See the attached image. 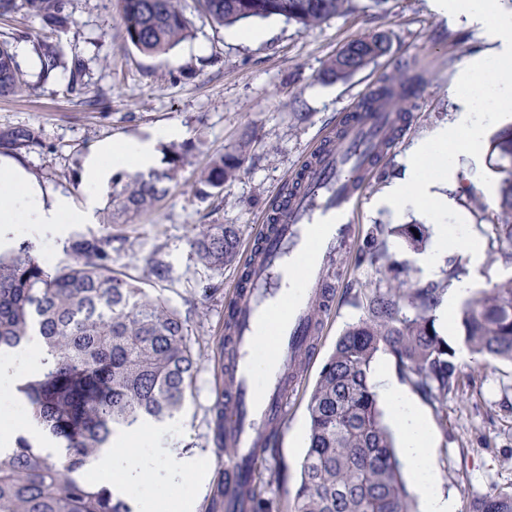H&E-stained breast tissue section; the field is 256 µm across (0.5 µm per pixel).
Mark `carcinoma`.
Wrapping results in <instances>:
<instances>
[{
    "instance_id": "1",
    "label": "carcinoma",
    "mask_w": 512,
    "mask_h": 512,
    "mask_svg": "<svg viewBox=\"0 0 512 512\" xmlns=\"http://www.w3.org/2000/svg\"><path fill=\"white\" fill-rule=\"evenodd\" d=\"M205 17L219 26L249 19L282 17L311 29L345 12L351 0H196ZM69 0H0V17L19 12L39 19L52 32L72 23ZM125 43L147 55L165 53L188 36L180 0H120ZM41 71H69L68 90L80 85L84 62H67L60 47L32 41ZM388 49L382 34L350 40L325 66L345 81ZM25 86L12 44L0 42V97ZM415 93L401 75L389 78L367 105H384L402 116ZM38 130H0V146L28 148ZM491 166L501 174L494 207L482 204L474 189L468 199L479 221L493 227L497 253L512 265V127L489 142ZM183 155L173 149L167 167L148 175H126L113 191L109 207L128 215L152 210L169 191ZM243 150L212 160L199 176L196 192L209 197L236 177ZM422 226L378 224L360 253L375 263L386 254V238L403 237L413 250L422 248ZM199 260L213 268L236 261L240 238L227 224H202L192 239ZM73 261L45 267L31 242L0 252V352L19 350L33 339L42 343V371L19 387L31 421L63 452L43 453L26 438L0 452V512H131L105 486L88 484L82 472L108 447L115 435L146 423H162L185 408L197 370L180 312L161 298L112 271V236L68 242ZM394 280L363 289L357 304L363 315L339 336L323 365L308 404L306 450L291 512H412L401 479L402 463L392 434L383 422L371 368L384 351L399 374L447 420L448 397L458 393L461 371L456 350L441 335L435 308L452 281L464 273L461 258L448 260L439 281L406 279L408 271L391 263ZM463 340L471 353L512 363V279L468 299L461 310ZM466 512H512V487L493 486L471 497Z\"/></svg>"
}]
</instances>
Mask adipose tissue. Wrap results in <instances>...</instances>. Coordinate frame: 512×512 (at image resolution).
<instances>
[{"instance_id":"adipose-tissue-1","label":"adipose tissue","mask_w":512,"mask_h":512,"mask_svg":"<svg viewBox=\"0 0 512 512\" xmlns=\"http://www.w3.org/2000/svg\"><path fill=\"white\" fill-rule=\"evenodd\" d=\"M434 5L438 12L464 17L469 26L481 31L491 52L503 58L512 57V17L506 15L500 0H435ZM463 79L470 92L458 101L454 125L439 129L431 142H420L410 149L405 158L403 179L390 185L386 193L375 200V207L398 213L422 208L447 212L451 201L448 195L441 193L440 187L455 183V170L446 164L448 155L474 153L482 131L483 109H491L499 115L512 112V71L485 74L470 69L465 71ZM461 128L469 130L470 141L457 140L456 132ZM180 134V128L171 125L155 130L148 139L100 143L83 166L81 182L85 202L78 209L69 197L45 194L21 166L0 158V247L13 246L22 224L29 227L32 239L66 241L69 225L94 221L100 197L110 186L115 170L149 173L156 165V141ZM434 154L441 159L440 175L424 177L425 165ZM452 247L467 249L473 264H480L479 244L468 238L461 228L440 224L436 227V244L422 260L426 273H434ZM376 376L378 396L390 409L402 461L420 501L421 512H455V502L443 491L440 474L433 464V437L422 407L387 365H380ZM151 437V432L141 429L125 433L120 447L102 451L91 471L101 483L136 498L145 512H171L172 503L167 497L146 491L144 475L152 473L163 483L182 477L185 465L182 458L167 448L143 453L142 447Z\"/></svg>"}]
</instances>
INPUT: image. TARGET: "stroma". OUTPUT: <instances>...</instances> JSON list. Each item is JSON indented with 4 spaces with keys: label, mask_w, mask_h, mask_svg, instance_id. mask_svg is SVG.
<instances>
[{
    "label": "stroma",
    "mask_w": 512,
    "mask_h": 512,
    "mask_svg": "<svg viewBox=\"0 0 512 512\" xmlns=\"http://www.w3.org/2000/svg\"><path fill=\"white\" fill-rule=\"evenodd\" d=\"M190 21V35L168 53L145 56L123 39L119 0H70L69 29L47 33L39 20L23 14L0 19V40L17 31L50 37L65 56L84 60L80 91L66 90L68 74L56 70L41 75L27 67L28 85L17 95L0 98V129L28 126L39 130L42 144L7 151V158L25 168L51 194L71 197L82 205V165L91 150L105 140L147 137L168 125L180 126L181 138L159 142L158 168H165L168 149L183 150V165L157 208L108 225L106 207H99L91 224H74L71 237H112L113 270L136 280L176 308L186 321L197 371L184 412L156 428L160 447L187 459H201V479L187 477L148 488L165 494L183 512H210L212 496L222 479L224 450L215 437V402L222 385L218 348L224 337V308L238 265L221 269L204 265L191 240L198 225L233 224L242 241H249L260 219L286 188L288 179L314 141L339 127L357 97L386 77L404 72L419 90L416 106L396 145L377 162L364 191L351 244L337 255L330 280L335 304L320 317L322 332L302 360L300 379L288 399L286 424L273 454L258 466L265 497L287 507L299 483V464L306 448L308 402L319 373L338 337L358 321L360 287L385 280L383 262L358 263L366 234L375 225L421 224L426 247L435 243L436 217L427 210L397 214L374 209L372 200L403 173V159L417 142L430 140L436 129L455 120L457 95L464 88L461 74L472 64L493 71L494 56L484 39L465 23L435 10L433 0H389L385 10L369 0H352L349 11L310 30L273 17L263 20L269 35L262 40H231L226 28L197 11L194 0H181ZM382 32L388 52L376 63L345 81L325 77L329 58L348 41ZM489 122L477 147L478 159L460 158L456 174L461 187L473 186L486 204H494L500 176L486 159L490 138L501 129ZM245 146L237 177L224 185L221 196L201 199L194 184L209 161ZM445 223L464 225L469 238L484 246L481 268L468 264L466 249L453 256L467 263L465 280L487 289L512 279L487 243L491 226L479 222L465 195H455ZM463 385L448 399L446 420L429 415L434 462L443 490L453 497L456 512H465L467 497L491 486H512V364L461 362Z\"/></svg>",
    "instance_id": "stroma-1"
}]
</instances>
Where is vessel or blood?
Returning a JSON list of instances; mask_svg holds the SVG:
<instances>
[{"label": "vessel or blood", "mask_w": 512, "mask_h": 512, "mask_svg": "<svg viewBox=\"0 0 512 512\" xmlns=\"http://www.w3.org/2000/svg\"><path fill=\"white\" fill-rule=\"evenodd\" d=\"M366 89L289 177L278 206L250 239L242 265L251 272L227 310L234 325L224 340V441L234 453L221 464L224 503L244 512L240 483L252 481L263 435L283 427L290 345H311L319 332L314 306L331 309L327 270L354 232V219L374 160L372 141H394L398 127L383 111L366 112Z\"/></svg>", "instance_id": "1"}]
</instances>
